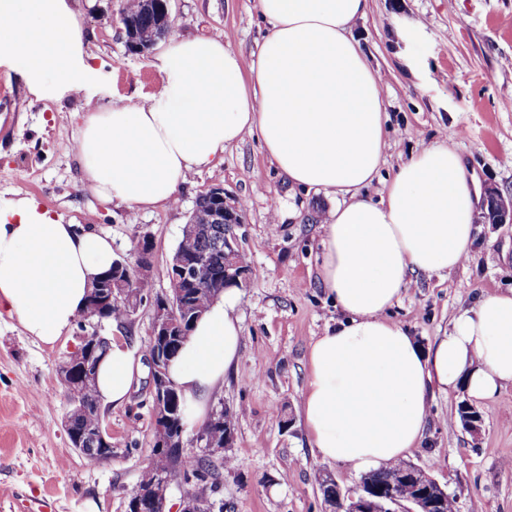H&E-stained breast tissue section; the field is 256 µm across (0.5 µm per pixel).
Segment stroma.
<instances>
[{
  "mask_svg": "<svg viewBox=\"0 0 512 512\" xmlns=\"http://www.w3.org/2000/svg\"><path fill=\"white\" fill-rule=\"evenodd\" d=\"M69 2L96 79L86 93L39 100L18 67L0 66V202L33 200L63 223L108 235L124 257L150 233L153 292L162 295L195 200L222 186L239 209L238 248L253 274L240 290L237 363L211 398L238 415L229 454L239 466L214 472L216 497L224 512H332L319 473H332L346 492L360 476L311 448L301 400L308 346L340 317L317 275L320 226L335 196L288 183L255 133L227 148L215 169L190 174L176 204L142 210L99 200L79 162L84 115L142 101L166 76L154 52H128L122 0ZM169 13L170 38L226 35L246 62L266 28L256 0H170ZM352 34L383 76L387 112L381 178L363 196L379 201L385 177L421 149L445 142L481 187L512 195V0H371ZM475 224L469 261L442 278L413 277L389 312L421 345L449 331L479 295L512 288V224L487 223L480 213ZM152 313L146 302L123 323L97 326L127 345L139 374L125 402L103 404L112 458L91 465L70 442L58 377L60 363L81 343L79 327L46 345L0 309V512H26V504L43 501L50 512H125L152 454ZM467 399L461 390L435 394L424 442L407 458L447 487L458 512H512V387L477 403L482 422L475 434L457 415Z\"/></svg>",
  "mask_w": 512,
  "mask_h": 512,
  "instance_id": "35a3bbf8",
  "label": "stroma"
}]
</instances>
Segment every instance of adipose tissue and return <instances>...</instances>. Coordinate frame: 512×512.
Listing matches in <instances>:
<instances>
[{
	"label": "adipose tissue",
	"instance_id": "ef3b65f1",
	"mask_svg": "<svg viewBox=\"0 0 512 512\" xmlns=\"http://www.w3.org/2000/svg\"><path fill=\"white\" fill-rule=\"evenodd\" d=\"M257 7L267 33L251 63L228 39L176 38L157 58L166 81L144 102L87 112L84 177L105 201L172 203L188 174L256 132L292 185L344 194L321 226L319 270L344 318L309 345L302 416L322 459L377 470L422 444L430 390L462 388L480 401L512 386V288L479 296L427 348L389 318L412 276H441L470 258L477 181L441 143L402 164L379 202L362 197L386 145L382 76L351 34L369 0ZM0 52L38 98L77 94L93 80L68 0H0ZM114 258L108 238L31 201L0 205V307L42 343L73 326ZM238 303V288L225 289L170 364L191 423L205 421L212 390L238 358ZM136 371L130 350L113 342L98 372L101 399L123 403Z\"/></svg>",
	"mask_w": 512,
	"mask_h": 512
}]
</instances>
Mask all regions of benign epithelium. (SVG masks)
I'll list each match as a JSON object with an SVG mask.
<instances>
[{"mask_svg":"<svg viewBox=\"0 0 512 512\" xmlns=\"http://www.w3.org/2000/svg\"><path fill=\"white\" fill-rule=\"evenodd\" d=\"M213 205L210 210L209 223L222 224L228 228L239 223L236 209L227 203L224 188L215 186L210 189ZM235 235H224V281L247 280L249 271L235 249ZM137 259L132 262L120 257L114 262L112 277L103 281H94L90 297L95 303L114 301L125 305L127 316H132L146 297L132 287L135 277H150L151 241L147 234L140 237L136 249ZM208 260L205 256L190 258L180 252L169 263L170 275L189 287L201 283L211 284V279H202V274ZM153 315L150 327V338L153 339V349L148 357L150 365L149 394L152 397V415L157 429L154 430L156 442L155 451L159 455L174 450L179 454L186 453L184 437L176 436L168 428L172 417L178 411L177 385L170 379L167 364L174 347L184 335L183 324L177 313L179 302L170 295L151 299ZM86 323H81V344L68 359L59 367L58 375L62 382L69 384L76 372L82 375L94 376L97 370L100 352L103 349L104 337L96 332H85ZM102 440L99 448L76 449L83 455L94 454L100 461L112 459V435L100 420L96 430ZM234 436L216 432L212 435L197 430L195 447L199 448L200 456L206 458L211 468L224 467V455L232 447ZM319 482L328 489L325 500L331 507L342 504L344 512H435L448 502V490L443 488L434 478L416 465L403 467L391 472L387 484L375 488L362 482L352 494H343L336 479L329 473L320 476ZM178 484V474L170 471L160 476L151 485L137 486L127 501L126 512H137L145 500H152L166 505L174 485ZM222 504L214 499L206 501L195 495L184 492L181 496L180 512H221Z\"/></svg>","mask_w":512,"mask_h":512,"instance_id":"obj_1","label":"benign epithelium"}]
</instances>
